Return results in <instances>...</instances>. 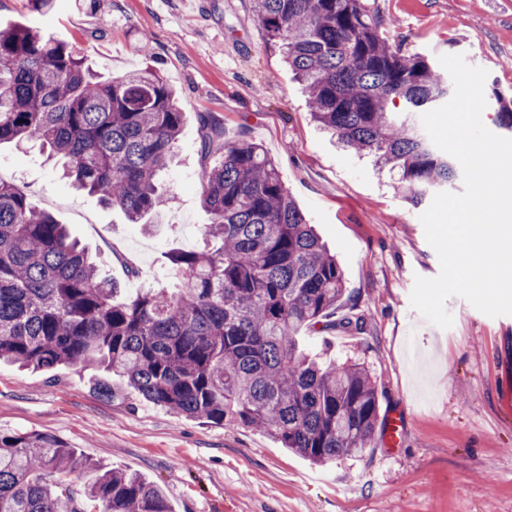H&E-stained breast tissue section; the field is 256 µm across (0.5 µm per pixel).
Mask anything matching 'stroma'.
Listing matches in <instances>:
<instances>
[{"instance_id": "obj_1", "label": "stroma", "mask_w": 512, "mask_h": 512, "mask_svg": "<svg viewBox=\"0 0 512 512\" xmlns=\"http://www.w3.org/2000/svg\"><path fill=\"white\" fill-rule=\"evenodd\" d=\"M391 43L431 58L464 55L487 70L485 97H512V0H366ZM65 41L103 76L160 69L184 112L168 205L149 227L61 180L38 143L0 146V179L88 244L122 294L174 283L166 255L202 245L203 120L261 144L344 272L342 315L360 333L305 330L304 344L352 356L376 381L380 416L399 412L400 442L377 427L368 448L316 466L266 433L187 419L98 368L23 372L0 362V431L42 432L113 469L163 487L171 512H512V316L466 299L450 328L410 302L440 270L398 172L344 150L310 118L306 95L252 11V0H0V26ZM110 380L111 394L98 388Z\"/></svg>"}]
</instances>
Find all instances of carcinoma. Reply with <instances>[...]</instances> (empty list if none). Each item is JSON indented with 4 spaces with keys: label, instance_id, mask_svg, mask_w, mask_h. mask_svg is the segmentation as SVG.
Wrapping results in <instances>:
<instances>
[{
    "label": "carcinoma",
    "instance_id": "carcinoma-1",
    "mask_svg": "<svg viewBox=\"0 0 512 512\" xmlns=\"http://www.w3.org/2000/svg\"><path fill=\"white\" fill-rule=\"evenodd\" d=\"M281 42L313 119L344 147L398 169L412 201L448 186L454 159L418 113L454 92L424 54L405 53L363 0H255ZM512 133V98L494 93ZM176 95L154 68L101 78L68 44L26 26L0 29V144L37 140L81 190L132 224L164 208L177 162ZM218 162L202 180L200 249L168 255L178 286L119 288L66 225L0 181V360L31 371L101 366L138 396L208 423L260 428L316 465L361 451L380 418L364 365L321 360L304 328L360 332L334 319L344 273L274 163L255 143L206 124ZM0 512H170L163 490L47 434L0 433Z\"/></svg>",
    "mask_w": 512,
    "mask_h": 512
}]
</instances>
